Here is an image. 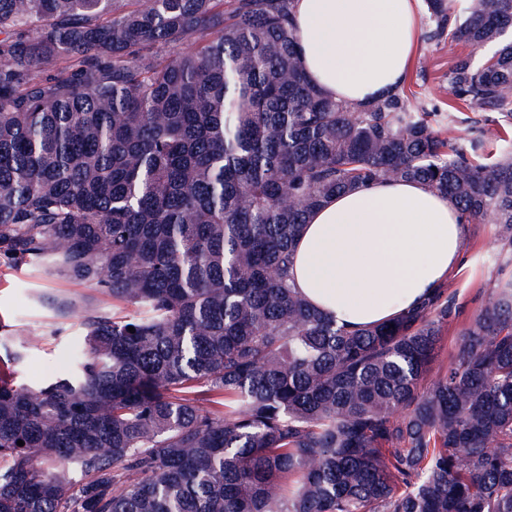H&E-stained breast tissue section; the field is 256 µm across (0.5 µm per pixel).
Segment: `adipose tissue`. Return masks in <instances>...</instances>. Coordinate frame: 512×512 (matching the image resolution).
<instances>
[{
    "mask_svg": "<svg viewBox=\"0 0 512 512\" xmlns=\"http://www.w3.org/2000/svg\"><path fill=\"white\" fill-rule=\"evenodd\" d=\"M419 0H294L299 61L325 95L358 106L393 93L419 43ZM467 226L413 180H377L313 211L292 267L303 297L337 323L403 314L465 265Z\"/></svg>",
    "mask_w": 512,
    "mask_h": 512,
    "instance_id": "1",
    "label": "adipose tissue"
}]
</instances>
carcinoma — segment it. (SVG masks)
<instances>
[{"mask_svg":"<svg viewBox=\"0 0 512 512\" xmlns=\"http://www.w3.org/2000/svg\"><path fill=\"white\" fill-rule=\"evenodd\" d=\"M292 2L0 0V259L116 307L39 295L83 339L37 386L0 334V512H512V274L434 374L448 288L351 329L289 274L309 213L380 179L491 221L512 269V144L434 129L465 105L509 133L512 0H426L431 36L498 45L446 114L323 95Z\"/></svg>","mask_w":512,"mask_h":512,"instance_id":"obj_1","label":"carcinoma"}]
</instances>
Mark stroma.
Returning <instances> with one entry per match:
<instances>
[{
  "label": "stroma",
  "instance_id": "1",
  "mask_svg": "<svg viewBox=\"0 0 512 512\" xmlns=\"http://www.w3.org/2000/svg\"><path fill=\"white\" fill-rule=\"evenodd\" d=\"M422 32L419 53L402 84L405 93L415 95L418 104L430 112L448 109L445 91L448 70L457 58L471 54L469 45H448L430 39L432 25L427 10H420ZM495 246L492 224L468 227L466 253L468 264L447 283L455 293L461 319H468L480 307L484 291L496 279L497 268L490 257ZM52 293L72 298L92 297L103 308H111L112 299L93 287L47 275L27 265L0 263V323L6 324L13 340L30 342L28 358L18 378L25 383L67 372L81 346V327L77 316H56L42 307L37 296Z\"/></svg>",
  "mask_w": 512,
  "mask_h": 512
}]
</instances>
